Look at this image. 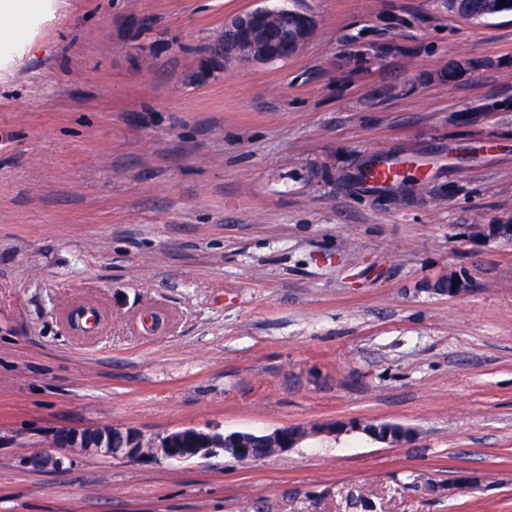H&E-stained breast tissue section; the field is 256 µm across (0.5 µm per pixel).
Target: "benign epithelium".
Wrapping results in <instances>:
<instances>
[{
    "label": "benign epithelium",
    "instance_id": "obj_1",
    "mask_svg": "<svg viewBox=\"0 0 512 512\" xmlns=\"http://www.w3.org/2000/svg\"><path fill=\"white\" fill-rule=\"evenodd\" d=\"M315 22L307 14L287 8L274 10L261 6L231 19L206 49V58L200 66V79H205L213 64L237 61L246 64H263L286 60L296 55L314 30ZM205 434V431L189 427L172 431L164 440L139 435L141 444L136 448L119 451L115 448L86 447L81 442V431L67 430L56 435L61 450L112 459H130L143 455L159 456L169 462H185L197 457L216 453L214 448H175L173 444L186 436ZM39 460V468L53 470L62 464V458L51 453H36L23 457L24 464Z\"/></svg>",
    "mask_w": 512,
    "mask_h": 512
}]
</instances>
